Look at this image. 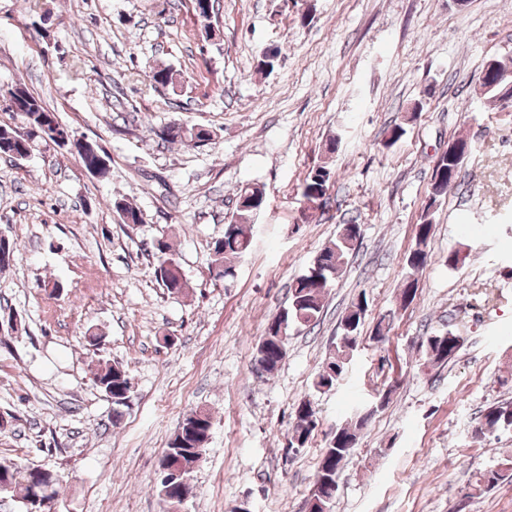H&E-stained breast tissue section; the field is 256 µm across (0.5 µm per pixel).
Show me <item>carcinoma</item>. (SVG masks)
Returning <instances> with one entry per match:
<instances>
[{"mask_svg": "<svg viewBox=\"0 0 512 512\" xmlns=\"http://www.w3.org/2000/svg\"><path fill=\"white\" fill-rule=\"evenodd\" d=\"M215 0H193V9L205 38L211 40L218 29ZM151 81L171 88L177 93L182 88L181 74L169 65L159 64L150 72ZM507 82H497V76H482L481 86L490 99H499V93ZM8 91L17 93L19 109L13 111L20 125L14 127L0 125V157L16 159L29 155L40 144L57 143L59 138H68V150L77 157L82 167L89 170L98 166L99 157L106 156L104 148L96 141L78 139L72 136L67 126L59 121L55 112L24 84H15ZM151 132L161 141H190L203 144L211 140V132L197 125L187 126L171 121ZM459 169L457 162L448 155L438 158L432 174L429 203L424 208L420 223L416 225L415 242L407 254L405 275L399 297V306L406 307L417 296L418 274L429 259L428 244L434 233V206L448 194V188L456 183ZM334 173L325 165L312 168L302 187V197L309 201L327 194ZM267 205L265 190L259 186L247 185L239 190L236 212L224 224V234L208 244L212 258L210 274L216 280L234 277L235 268L231 260L246 254L251 247V220ZM112 209L122 224H142L143 212L123 199L113 201ZM350 225H342L335 241L321 249L307 269L293 280L289 289L288 304L273 319L269 320L264 336L256 347L254 362L257 369L272 373L278 369L287 353V342L277 335L273 323L285 324L286 332L314 326L318 323L325 306V297L332 282L348 265L353 251L354 237L347 234ZM153 256L157 262V281L164 292L180 295L186 288V278L177 253L172 247L169 235L161 233L155 238ZM15 251V242L7 236H0V270L10 266ZM369 301L366 292H361L346 308L340 321L341 334L330 347L320 370L313 380V388L319 392L330 391L342 379L353 352L362 342L361 330L366 322ZM392 314L382 315L372 330L371 340L383 343L390 330ZM18 314L8 305H0V336H9L18 330ZM463 338L452 330H438L426 336L424 342L428 363L442 366L460 350ZM96 386L112 398L117 407L124 405L126 393L131 389L127 370L115 363H105L95 373ZM375 413L371 408L355 412L336 428L329 442L321 450L316 478L322 482L321 491L315 495L312 512H332L338 490V476L343 461L350 455L357 440ZM318 424V410L313 400L305 398L294 408L293 425L286 441L297 445L298 449L308 447L313 431ZM211 429V416L204 409L192 410L180 421L168 447L171 459L167 466H174L183 475L190 476L194 464L205 450ZM512 430V401L494 402L483 412L477 436H486L499 431ZM39 468L33 465H18L10 461H0V492L20 499H28L32 482ZM504 479L503 472L489 470L480 475L474 490L482 492ZM158 490L166 512H178L183 491H192L191 486L183 487L168 481L159 474Z\"/></svg>", "mask_w": 512, "mask_h": 512, "instance_id": "carcinoma-1", "label": "carcinoma"}]
</instances>
